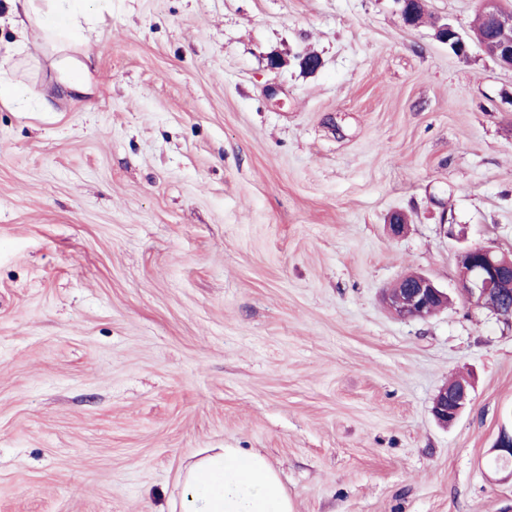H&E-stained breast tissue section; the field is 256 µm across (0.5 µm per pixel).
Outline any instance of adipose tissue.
<instances>
[{
	"label": "adipose tissue",
	"mask_w": 512,
	"mask_h": 512,
	"mask_svg": "<svg viewBox=\"0 0 512 512\" xmlns=\"http://www.w3.org/2000/svg\"><path fill=\"white\" fill-rule=\"evenodd\" d=\"M13 11L53 36L77 35L90 22L74 0H10ZM181 512H293L277 472L264 455L210 448L185 470Z\"/></svg>",
	"instance_id": "ef3b65f1"
}]
</instances>
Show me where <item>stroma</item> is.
Segmentation results:
<instances>
[{
    "label": "stroma",
    "mask_w": 512,
    "mask_h": 512,
    "mask_svg": "<svg viewBox=\"0 0 512 512\" xmlns=\"http://www.w3.org/2000/svg\"><path fill=\"white\" fill-rule=\"evenodd\" d=\"M426 5L112 0L17 50L0 25L28 92L0 104V512H172L206 448L261 452L294 512H512V322L456 265L512 255V68L437 38L476 0ZM410 272L448 308L395 316ZM456 381L454 380L448 384V390L442 389L433 402L432 413L434 417L445 425L454 423L472 400L467 383L461 382L458 387L449 392L458 384ZM448 406H451L452 409H449Z\"/></svg>",
    "instance_id": "35a3bbf8"
}]
</instances>
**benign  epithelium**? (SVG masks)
<instances>
[{"label": "benign epithelium", "mask_w": 512, "mask_h": 512, "mask_svg": "<svg viewBox=\"0 0 512 512\" xmlns=\"http://www.w3.org/2000/svg\"><path fill=\"white\" fill-rule=\"evenodd\" d=\"M479 11L494 27L512 25V14L503 11L500 0H478ZM442 39L454 49L456 55L465 57L469 46L463 35L451 24L437 26ZM490 56L504 66L512 67V45L482 46ZM460 292L470 302L484 307L500 318L511 321L512 308L503 305L497 285L508 275H512V260L501 256L490 246H467L457 254ZM447 294L432 279L425 275L396 291H388L386 303L398 317L416 319L429 313L436 314L445 307ZM471 403L469 385L461 383L452 391L441 390L435 397L432 407L434 417L442 424L454 423ZM495 451V461L500 469H512V432H501Z\"/></svg>", "instance_id": "obj_1"}]
</instances>
